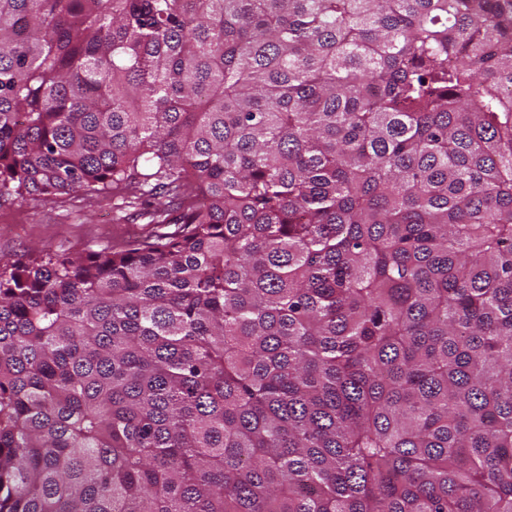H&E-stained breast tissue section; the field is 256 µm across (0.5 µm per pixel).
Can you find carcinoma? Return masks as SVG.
<instances>
[{
    "instance_id": "obj_1",
    "label": "carcinoma",
    "mask_w": 512,
    "mask_h": 512,
    "mask_svg": "<svg viewBox=\"0 0 512 512\" xmlns=\"http://www.w3.org/2000/svg\"><path fill=\"white\" fill-rule=\"evenodd\" d=\"M0 512H512V0H0ZM131 208L117 220L112 203H99L82 192L63 200H0V257L30 250L70 254L97 249L112 234L138 233L149 219Z\"/></svg>"
}]
</instances>
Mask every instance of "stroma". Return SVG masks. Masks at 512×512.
Returning a JSON list of instances; mask_svg holds the SVG:
<instances>
[{"label":"stroma","mask_w":512,"mask_h":512,"mask_svg":"<svg viewBox=\"0 0 512 512\" xmlns=\"http://www.w3.org/2000/svg\"><path fill=\"white\" fill-rule=\"evenodd\" d=\"M147 222L140 210L121 218L111 205L80 192L61 200H0V257L95 249L113 235L143 231Z\"/></svg>","instance_id":"1"}]
</instances>
